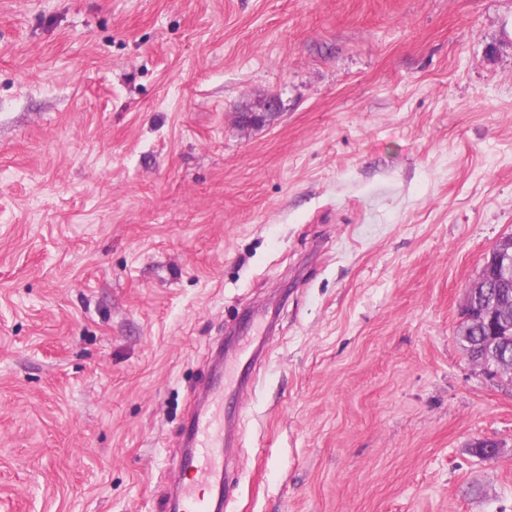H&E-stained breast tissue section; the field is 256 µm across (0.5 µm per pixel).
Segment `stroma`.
Masks as SVG:
<instances>
[{
	"label": "stroma",
	"instance_id": "35a3bbf8",
	"mask_svg": "<svg viewBox=\"0 0 512 512\" xmlns=\"http://www.w3.org/2000/svg\"><path fill=\"white\" fill-rule=\"evenodd\" d=\"M510 234L512 0H0V512H165L256 314L228 512H512ZM280 107L277 96H268L260 106V111L243 112L242 121L249 125H260L272 119ZM485 269L488 275L485 273ZM497 276L495 283L490 273ZM512 241L502 242L490 252L486 258L478 279L466 289L463 313L464 321H476L482 324L486 330V342L484 343L486 361L481 368L489 379H497L500 375L512 374V341L501 353L502 346L512 340V331L509 333L507 324L501 319L503 309L510 308L512 295L508 288H512ZM509 283L507 288H497L500 283ZM508 320L512 325V309L508 314ZM502 361V365L501 362ZM501 369L498 372L499 367Z\"/></svg>",
	"mask_w": 512,
	"mask_h": 512
}]
</instances>
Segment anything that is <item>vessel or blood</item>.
<instances>
[{"instance_id": "obj_1", "label": "vessel or blood", "mask_w": 512, "mask_h": 512, "mask_svg": "<svg viewBox=\"0 0 512 512\" xmlns=\"http://www.w3.org/2000/svg\"><path fill=\"white\" fill-rule=\"evenodd\" d=\"M262 348V342L247 343L211 379L204 403L188 424L179 480L168 497V512H224L233 500L235 486L225 476L224 454L239 441L241 431L238 415L224 407V396L244 387L240 368L255 364Z\"/></svg>"}]
</instances>
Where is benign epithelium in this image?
<instances>
[{"mask_svg":"<svg viewBox=\"0 0 512 512\" xmlns=\"http://www.w3.org/2000/svg\"><path fill=\"white\" fill-rule=\"evenodd\" d=\"M280 107L276 96L267 97L260 111H248L242 114V121L249 125H260L272 119ZM512 281V241H502L490 252L482 266L478 279L466 289L463 313L464 320L474 321L484 326L485 364L483 373L490 379L499 378L502 346L510 339L507 324L500 313L512 306V291L498 287L500 283Z\"/></svg>","mask_w":512,"mask_h":512,"instance_id":"obj_1","label":"benign epithelium"}]
</instances>
